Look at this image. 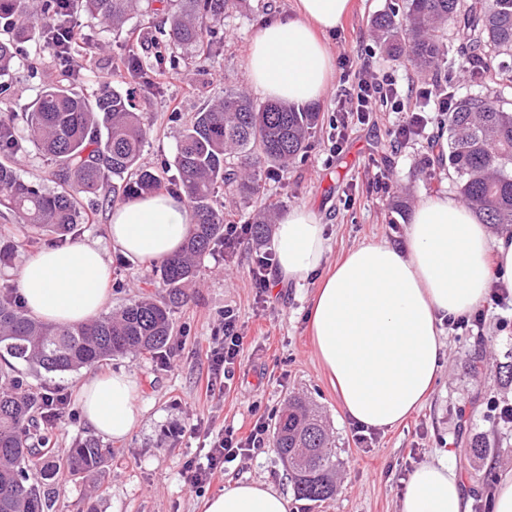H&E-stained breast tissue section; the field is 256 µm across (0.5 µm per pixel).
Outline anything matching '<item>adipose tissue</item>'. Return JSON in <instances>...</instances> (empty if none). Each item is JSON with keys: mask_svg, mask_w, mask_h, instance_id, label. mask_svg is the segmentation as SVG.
I'll use <instances>...</instances> for the list:
<instances>
[{"mask_svg": "<svg viewBox=\"0 0 512 512\" xmlns=\"http://www.w3.org/2000/svg\"><path fill=\"white\" fill-rule=\"evenodd\" d=\"M349 8L350 0H296L292 18L265 24L246 57L250 87L290 104L322 99L333 73L322 37L341 27ZM193 222L185 197L159 191L114 205L108 236L123 255L150 264L177 254ZM273 248L279 278L303 282L320 275L326 227L310 208H293L278 224ZM321 277L308 311L315 355L345 417L385 431L431 396L444 362L443 323L486 305L493 282L512 284V237H491L461 198L443 192L419 202L401 245L363 243ZM109 279L103 253L77 242L37 252L16 281L29 315L67 326L102 312ZM139 395L136 378L119 371L86 379L77 402L96 432L120 440L141 422ZM288 508L286 496L256 481L235 483L204 503V512ZM398 512H468L447 457L409 476Z\"/></svg>", "mask_w": 512, "mask_h": 512, "instance_id": "obj_1", "label": "adipose tissue"}]
</instances>
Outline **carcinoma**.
<instances>
[{"instance_id": "obj_1", "label": "carcinoma", "mask_w": 512, "mask_h": 512, "mask_svg": "<svg viewBox=\"0 0 512 512\" xmlns=\"http://www.w3.org/2000/svg\"><path fill=\"white\" fill-rule=\"evenodd\" d=\"M167 15L168 28L151 36L152 52L130 48L119 64L142 87L161 92V76L190 56H211L222 42L224 13L234 0H0V75L16 63L18 45L39 44L55 56L71 53L74 13L95 20V48L110 44L103 34L120 29L142 4ZM378 43L389 56L407 58L427 73L451 64L445 30L453 29L461 62L475 60L481 71L512 83V64L491 69L487 59L512 58V0H402L389 3L373 19ZM72 72L36 94L23 117L21 136L12 118L0 117V207L19 225L22 239L0 246V266L17 249L38 248L44 237L55 245L74 239L86 208L100 200L124 202L166 190L185 194L194 215L181 253L161 262L156 274L167 295L131 298L119 309L89 322L56 326L30 317L8 287L0 286V512H51L61 472L74 478L101 473L112 449L87 439L59 461L48 454L52 427L42 410L45 396L18 375L24 363L46 373L92 366L130 352L152 354L173 335L172 308L182 288L196 278L216 243L224 240V211L218 192L227 187L242 196L256 193L258 170L283 169L306 153L320 113L282 103L254 101L237 88L194 113L182 131L172 165L159 171L139 164L147 131L128 96L115 90L87 95L76 90ZM448 148L437 164L459 179L460 193L483 224L512 226V111L495 94L471 91L455 98L440 120ZM33 143L53 160L51 189L19 174ZM273 446L288 464L299 501L313 504L336 492L335 449L319 415L299 399L274 425Z\"/></svg>"}]
</instances>
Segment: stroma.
<instances>
[{"instance_id": "35a3bbf8", "label": "stroma", "mask_w": 512, "mask_h": 512, "mask_svg": "<svg viewBox=\"0 0 512 512\" xmlns=\"http://www.w3.org/2000/svg\"><path fill=\"white\" fill-rule=\"evenodd\" d=\"M389 0H353L351 14L326 35L332 55L346 54L354 65L370 63L400 82L418 80L414 65L388 57L380 49L372 19ZM295 0H236L224 20V41L215 55L196 57L166 78L164 95L138 91L137 111L148 130L143 166L158 170L172 163L184 124L204 103L223 97L225 90L246 86L245 59L249 44L269 19L294 14ZM40 56L37 71H30L33 56ZM73 70L82 80L78 90L89 93L102 85L123 91L129 77L117 73L111 51L76 53ZM64 71L49 52L23 46L6 80L13 93L0 99V113L22 115L39 88ZM178 101L171 110L170 101ZM321 121L304 157L276 173H262L261 193L246 198L221 192L227 219L246 224L266 210L281 216L296 206L314 210L326 226L330 249L324 262L332 267L353 247L373 239L401 243L411 210L438 192L459 196L456 174L438 168V123L423 136L397 144L390 130L402 120L399 112L378 113L374 121L348 128L340 153L330 150L336 126V91L315 102ZM384 172L393 186L384 193L375 173ZM407 202L406 211L393 209L394 197ZM111 207L88 210L79 235L81 242L100 247L110 267L107 310L127 299L158 294L162 285L152 266L134 262L113 249L106 227ZM252 247L244 244L233 254L216 249L195 282L184 288V301L172 312L173 338L156 356L127 354L76 371L47 374L24 369V377L44 390L78 393L93 375L124 370L140 386L142 419L121 441L99 438L112 450L104 475L74 480L60 475L52 512H203L206 497L239 481H262L291 496L288 469L273 445L225 464L223 475L196 488L186 480L187 463L206 460L205 436L213 430L247 435L257 419L274 423L289 397L305 399L323 415L336 450V492L325 502L304 507L293 500L290 512H398L404 484L420 464L451 454L470 507L490 512V494L496 476L512 470V425L487 412L489 397L512 403V382L500 376V365L512 362V310L486 304L482 336L445 329V363L427 404L405 424L375 432L360 442L357 429L343 415L336 392L315 358L306 314L318 285L317 278L295 283L273 279L268 292L255 288L250 267ZM233 311L245 338L235 376L223 392L207 394L209 345L221 335L225 311ZM195 423L199 436L186 434ZM54 451L65 456L70 448L96 432L76 405L64 407L54 429ZM97 437V436H96ZM486 441L489 455L473 457V441Z\"/></svg>"}]
</instances>
